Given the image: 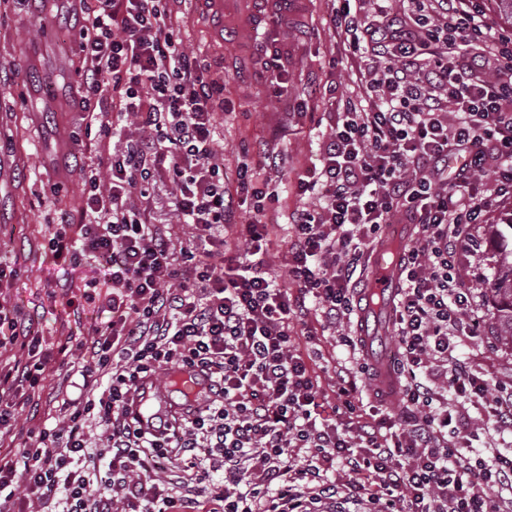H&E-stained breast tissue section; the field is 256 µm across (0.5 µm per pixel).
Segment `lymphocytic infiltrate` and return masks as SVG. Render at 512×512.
<instances>
[{"label": "lymphocytic infiltrate", "instance_id": "lymphocytic-infiltrate-1", "mask_svg": "<svg viewBox=\"0 0 512 512\" xmlns=\"http://www.w3.org/2000/svg\"><path fill=\"white\" fill-rule=\"evenodd\" d=\"M340 0L329 26L364 63L352 97L299 176L289 221L288 283L269 273L266 212L280 191L266 161L237 173L254 216L237 205L216 158L224 84L186 52L174 0H93L77 31L84 63L82 123L99 149L82 164L79 221L48 235L54 260L99 259L70 304L110 313L89 341L50 347L22 311L0 300V439L55 369L82 379L55 426L29 429L0 451V500L12 512H326L336 472L368 512H512V454L473 447L477 408L491 436L512 435V386L459 357L483 323L459 268L477 225L512 207V30L476 0H411L408 14L369 18ZM146 137L105 146L127 124ZM109 176L100 186V172ZM169 190L168 235L152 208ZM392 224L416 235L399 258L393 297L405 428L382 434L364 418L360 384L381 380L362 338L341 326L367 309L353 275ZM336 329L349 364L336 367L333 418L318 407V374L298 345L310 325ZM89 360L75 362L76 351ZM201 372L192 416L143 429L129 402L168 367ZM100 429L104 442L92 446ZM178 472L163 480L161 472Z\"/></svg>", "mask_w": 512, "mask_h": 512}]
</instances>
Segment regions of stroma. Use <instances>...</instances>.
Listing matches in <instances>:
<instances>
[{
    "label": "stroma",
    "mask_w": 512,
    "mask_h": 512,
    "mask_svg": "<svg viewBox=\"0 0 512 512\" xmlns=\"http://www.w3.org/2000/svg\"><path fill=\"white\" fill-rule=\"evenodd\" d=\"M333 6V0H292L288 7L278 29L295 85L287 102L275 96L257 55L240 54L232 38H212L218 19L200 0H182L179 6L187 48L223 68L230 110L220 117L216 132L224 142L217 161L227 173L226 189L235 191L237 169L254 166L261 148L276 158L268 177L286 183L280 208L265 217L270 226L266 260L275 276L287 273L288 216L300 204L294 181L318 164L335 121L329 101L348 95L358 70L325 24ZM79 20L72 0H0V230L12 238L0 262L25 271L5 296L38 321L47 341L55 344L103 319L93 306L65 305L78 276L98 275L97 263L87 260L81 275H74L55 264L47 245L49 225L76 213L82 200L81 161L62 159L70 134L84 132L80 52L73 32ZM493 254L490 227L480 225L463 261V280L474 285L492 280ZM51 289L56 292L52 298L47 295ZM477 302L485 314L484 341L497 344L498 351L484 357L483 342L475 341L465 346L462 358L479 366L490 381L512 386V347L504 345L486 295H478Z\"/></svg>",
    "instance_id": "obj_1"
}]
</instances>
